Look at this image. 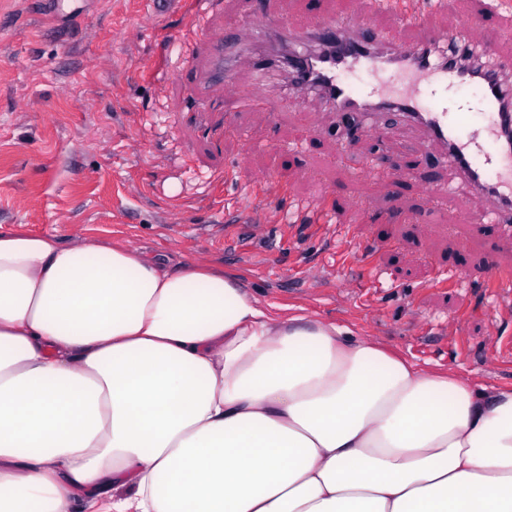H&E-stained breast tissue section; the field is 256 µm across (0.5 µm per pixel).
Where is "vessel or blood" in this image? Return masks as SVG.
I'll list each match as a JSON object with an SVG mask.
<instances>
[{"label": "vessel or blood", "mask_w": 512, "mask_h": 512, "mask_svg": "<svg viewBox=\"0 0 512 512\" xmlns=\"http://www.w3.org/2000/svg\"><path fill=\"white\" fill-rule=\"evenodd\" d=\"M391 6L419 30L416 41L399 42L356 15L340 24L321 14L303 28L284 24L272 10L251 24L249 40L259 48L273 35L285 36L295 52L288 66L290 84L314 93L358 136L383 132L394 117L417 128L473 194L489 200L490 223L512 224V144L503 139L505 127L512 126V90H504L498 79L512 71V64L496 59L493 43L475 44L464 35L455 50H448L446 30L430 23L419 0H392ZM471 51L495 62L479 82L491 119L463 141L456 129L467 115L449 102L448 89L475 80L462 64ZM209 56L205 81L225 85L232 106L248 102L233 81L240 59L228 56L220 41L210 44ZM357 71L367 75V87L346 82V74Z\"/></svg>", "instance_id": "vessel-or-blood-1"}]
</instances>
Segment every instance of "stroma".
<instances>
[{"mask_svg": "<svg viewBox=\"0 0 512 512\" xmlns=\"http://www.w3.org/2000/svg\"><path fill=\"white\" fill-rule=\"evenodd\" d=\"M439 0L431 21L493 40L512 61V0ZM0 0V229L69 242L129 240L151 255L205 259L280 313L353 326L420 366L512 386V227L480 220L467 187L419 131L391 123L351 145L314 96L226 112L224 88L190 79L208 41L229 40L262 0ZM162 58L165 80L144 77ZM334 196L335 221L282 222Z\"/></svg>", "mask_w": 512, "mask_h": 512, "instance_id": "stroma-1", "label": "stroma"}]
</instances>
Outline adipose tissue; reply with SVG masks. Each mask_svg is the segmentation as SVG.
Segmentation results:
<instances>
[{
	"label": "adipose tissue",
	"instance_id": "obj_1",
	"mask_svg": "<svg viewBox=\"0 0 512 512\" xmlns=\"http://www.w3.org/2000/svg\"><path fill=\"white\" fill-rule=\"evenodd\" d=\"M0 512H512V387L204 260L0 230Z\"/></svg>",
	"mask_w": 512,
	"mask_h": 512
}]
</instances>
